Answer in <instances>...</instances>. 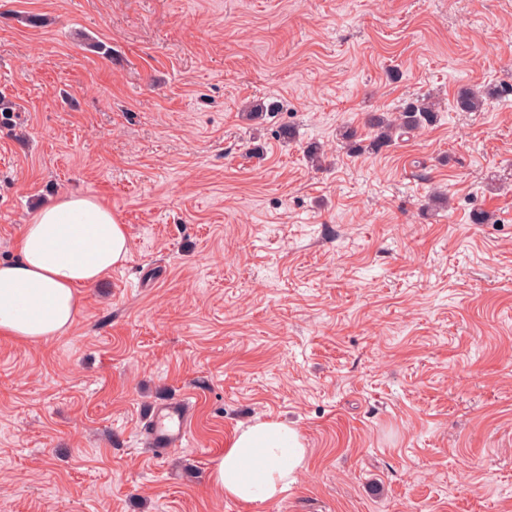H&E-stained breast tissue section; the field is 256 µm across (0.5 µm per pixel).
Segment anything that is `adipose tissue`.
<instances>
[{"instance_id": "adipose-tissue-1", "label": "adipose tissue", "mask_w": 512, "mask_h": 512, "mask_svg": "<svg viewBox=\"0 0 512 512\" xmlns=\"http://www.w3.org/2000/svg\"><path fill=\"white\" fill-rule=\"evenodd\" d=\"M125 225L95 197L72 194L41 206L24 225L20 257L0 263V334L25 343L66 332L80 291L124 263ZM300 432L281 421L238 426L211 472L225 496L252 504L276 500L307 464Z\"/></svg>"}]
</instances>
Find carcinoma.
I'll return each mask as SVG.
<instances>
[{"label": "carcinoma", "mask_w": 512, "mask_h": 512, "mask_svg": "<svg viewBox=\"0 0 512 512\" xmlns=\"http://www.w3.org/2000/svg\"><path fill=\"white\" fill-rule=\"evenodd\" d=\"M485 105L486 98L472 87L458 89L454 98L455 109L459 112H481ZM440 120L441 110L437 104L425 99H416L405 102L395 113L368 115L365 125L373 133V137L367 146H362L361 135L354 127H346L342 137L355 152H362L366 148L377 152L395 144L404 135Z\"/></svg>", "instance_id": "cac0c4a2"}]
</instances>
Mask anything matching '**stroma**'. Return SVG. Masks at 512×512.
<instances>
[{"instance_id": "obj_1", "label": "stroma", "mask_w": 512, "mask_h": 512, "mask_svg": "<svg viewBox=\"0 0 512 512\" xmlns=\"http://www.w3.org/2000/svg\"><path fill=\"white\" fill-rule=\"evenodd\" d=\"M463 85L484 111L338 137ZM71 192L129 255L0 335V512H512V0H0V261ZM258 420L309 453L250 505L209 474ZM191 413L192 405L186 396L172 397L153 405L140 426L144 445L156 455L181 446Z\"/></svg>"}]
</instances>
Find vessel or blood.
<instances>
[{"mask_svg":"<svg viewBox=\"0 0 512 512\" xmlns=\"http://www.w3.org/2000/svg\"><path fill=\"white\" fill-rule=\"evenodd\" d=\"M188 397L176 396L153 405L140 426L143 442L159 455L182 445L191 421Z\"/></svg>","mask_w":512,"mask_h":512,"instance_id":"b4317fda","label":"vessel or blood"}]
</instances>
